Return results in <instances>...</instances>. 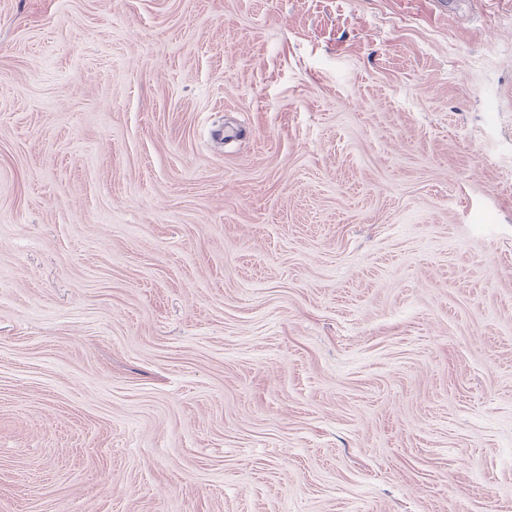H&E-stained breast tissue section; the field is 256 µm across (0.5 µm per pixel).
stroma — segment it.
Wrapping results in <instances>:
<instances>
[{"label": "stroma", "mask_w": 512, "mask_h": 512, "mask_svg": "<svg viewBox=\"0 0 512 512\" xmlns=\"http://www.w3.org/2000/svg\"><path fill=\"white\" fill-rule=\"evenodd\" d=\"M0 512H512V0H0Z\"/></svg>", "instance_id": "35a3bbf8"}]
</instances>
